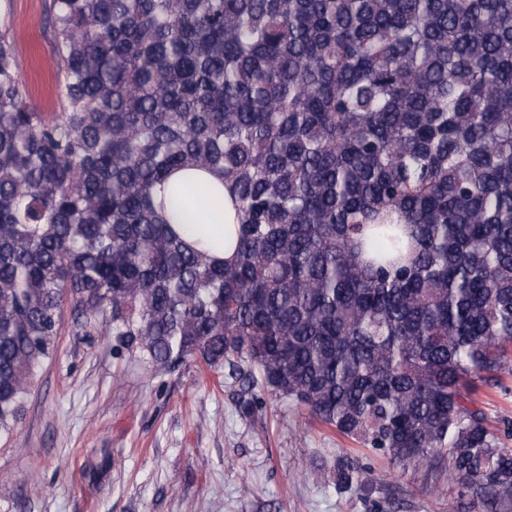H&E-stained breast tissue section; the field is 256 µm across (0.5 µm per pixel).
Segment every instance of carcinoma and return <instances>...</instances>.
<instances>
[{"label":"carcinoma","instance_id":"carcinoma-1","mask_svg":"<svg viewBox=\"0 0 512 512\" xmlns=\"http://www.w3.org/2000/svg\"><path fill=\"white\" fill-rule=\"evenodd\" d=\"M63 111L0 30V436L66 306L162 373L255 379L512 512V0H50ZM220 174L234 255L152 190ZM342 487L363 472L336 473ZM473 406L482 409L489 420L490 427L512 432V376H505L501 389H489L480 386L470 396Z\"/></svg>","mask_w":512,"mask_h":512}]
</instances>
